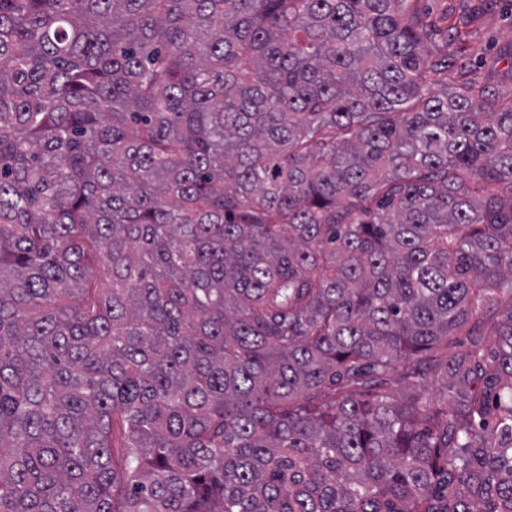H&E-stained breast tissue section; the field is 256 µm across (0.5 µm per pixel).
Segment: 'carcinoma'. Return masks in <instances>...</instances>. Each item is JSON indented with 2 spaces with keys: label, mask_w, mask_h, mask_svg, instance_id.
I'll list each match as a JSON object with an SVG mask.
<instances>
[{
  "label": "carcinoma",
  "mask_w": 512,
  "mask_h": 512,
  "mask_svg": "<svg viewBox=\"0 0 512 512\" xmlns=\"http://www.w3.org/2000/svg\"><path fill=\"white\" fill-rule=\"evenodd\" d=\"M434 38L0 0V512H512V94Z\"/></svg>",
  "instance_id": "cac0c4a2"
}]
</instances>
